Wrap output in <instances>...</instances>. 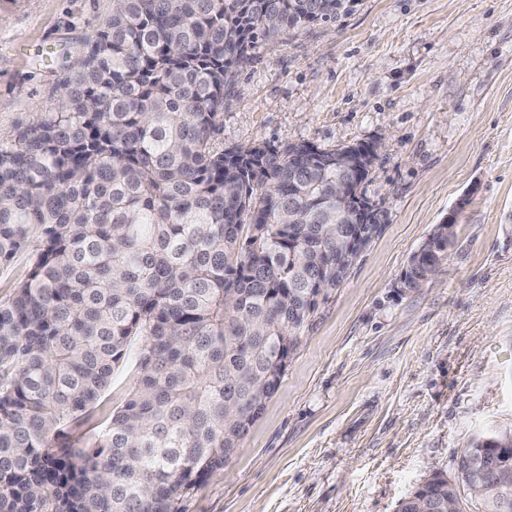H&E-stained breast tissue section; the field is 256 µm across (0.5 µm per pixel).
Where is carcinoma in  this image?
I'll return each instance as SVG.
<instances>
[{"label": "carcinoma", "instance_id": "obj_1", "mask_svg": "<svg viewBox=\"0 0 512 512\" xmlns=\"http://www.w3.org/2000/svg\"><path fill=\"white\" fill-rule=\"evenodd\" d=\"M342 0H112L61 105L0 146V261L32 245L0 304V512H182L277 390L336 259L338 148H220L237 72ZM438 224L404 275L447 259ZM138 379L97 442L87 411L132 344ZM512 431L476 435L397 512H512Z\"/></svg>", "mask_w": 512, "mask_h": 512}]
</instances>
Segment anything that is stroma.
Segmentation results:
<instances>
[{
	"label": "stroma",
	"instance_id": "35a3bbf8",
	"mask_svg": "<svg viewBox=\"0 0 512 512\" xmlns=\"http://www.w3.org/2000/svg\"><path fill=\"white\" fill-rule=\"evenodd\" d=\"M112 0H0V145L45 119ZM379 147L380 228L323 292L276 392L183 512H397L470 439L512 427V0H354L259 46L224 147ZM457 212L439 272L411 254ZM137 377L128 357L85 417L96 442Z\"/></svg>",
	"mask_w": 512,
	"mask_h": 512
}]
</instances>
